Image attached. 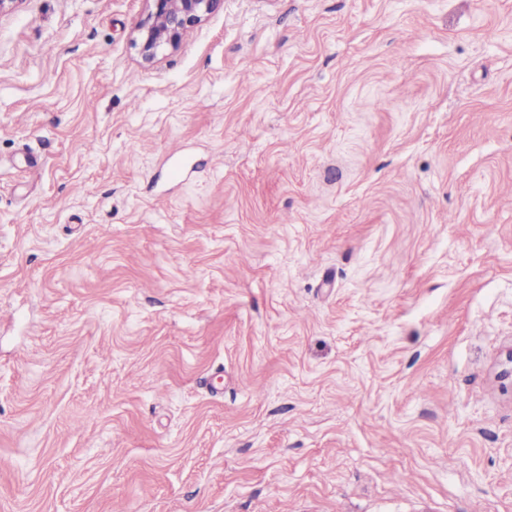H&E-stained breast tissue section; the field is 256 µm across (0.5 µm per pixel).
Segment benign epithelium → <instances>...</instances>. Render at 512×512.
<instances>
[{
	"label": "benign epithelium",
	"mask_w": 512,
	"mask_h": 512,
	"mask_svg": "<svg viewBox=\"0 0 512 512\" xmlns=\"http://www.w3.org/2000/svg\"><path fill=\"white\" fill-rule=\"evenodd\" d=\"M150 9L137 27L133 40L142 60L154 62L167 47L181 39L209 15L219 10L224 0H149Z\"/></svg>",
	"instance_id": "7a95c632"
}]
</instances>
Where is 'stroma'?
<instances>
[{
    "label": "stroma",
    "instance_id": "obj_1",
    "mask_svg": "<svg viewBox=\"0 0 512 512\" xmlns=\"http://www.w3.org/2000/svg\"><path fill=\"white\" fill-rule=\"evenodd\" d=\"M0 15V512H512V0ZM149 13L137 27L133 40L145 63H153L166 47H176L181 39L209 15L219 10L223 0H147Z\"/></svg>",
    "mask_w": 512,
    "mask_h": 512
}]
</instances>
